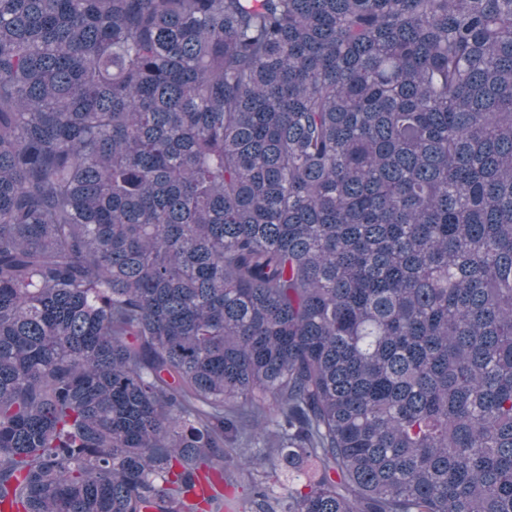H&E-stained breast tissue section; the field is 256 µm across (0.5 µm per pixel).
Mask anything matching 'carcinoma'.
I'll return each mask as SVG.
<instances>
[{
    "label": "carcinoma",
    "mask_w": 512,
    "mask_h": 512,
    "mask_svg": "<svg viewBox=\"0 0 512 512\" xmlns=\"http://www.w3.org/2000/svg\"><path fill=\"white\" fill-rule=\"evenodd\" d=\"M234 470L512 512V0H0V499Z\"/></svg>",
    "instance_id": "cac0c4a2"
}]
</instances>
